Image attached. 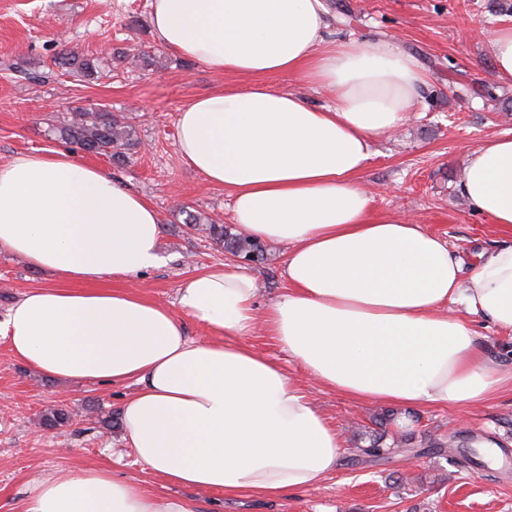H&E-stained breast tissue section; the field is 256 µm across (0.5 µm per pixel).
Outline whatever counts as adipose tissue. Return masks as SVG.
Wrapping results in <instances>:
<instances>
[{"label":"adipose tissue","mask_w":512,"mask_h":512,"mask_svg":"<svg viewBox=\"0 0 512 512\" xmlns=\"http://www.w3.org/2000/svg\"><path fill=\"white\" fill-rule=\"evenodd\" d=\"M155 39L241 82L179 112L183 161L231 200L239 233L287 244V288L257 303L255 277L219 266L185 278L175 307L103 288L162 262L153 205L65 151L0 163V252L45 270L0 320L14 357L79 383L134 382L129 446L170 485L273 496L320 486L342 455L335 428L276 360L256 324L318 384L357 401L468 406L512 386L469 319L512 332V245L469 278L446 242L391 213L370 217L360 179L373 141L402 126L431 76L399 49L332 38L324 0H150ZM288 72L317 106L267 83ZM460 194L512 232V136L466 156ZM209 330L188 336L184 317ZM24 512H192L180 498L89 467L36 481ZM266 81L283 90H299L315 104H324L329 100L328 94L321 89L303 85L297 76L293 74H276L270 75Z\"/></svg>","instance_id":"ef3b65f1"}]
</instances>
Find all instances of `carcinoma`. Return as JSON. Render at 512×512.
I'll use <instances>...</instances> for the list:
<instances>
[{
	"mask_svg": "<svg viewBox=\"0 0 512 512\" xmlns=\"http://www.w3.org/2000/svg\"><path fill=\"white\" fill-rule=\"evenodd\" d=\"M52 63L61 69H76L88 81L97 79L100 73L98 60L80 57L74 53L56 56ZM52 132L56 137L75 144L86 152L107 155L116 164L125 161L126 151L135 145L132 125L105 110L90 112L78 108L67 119L53 124ZM185 226L210 239L217 247L248 261H255L264 255L265 247L261 241L234 233L222 224L204 222L201 217L190 213L185 220ZM69 421L68 412L57 408L44 414L40 424L53 428L65 425ZM362 439L364 445L358 446L361 457L375 464L386 462L395 454H425L445 459L453 455V449L448 447V442L439 439L430 442L424 448H416L412 435L404 434L390 440L387 432L382 429L367 431L362 434Z\"/></svg>",
	"mask_w": 512,
	"mask_h": 512,
	"instance_id": "1",
	"label": "carcinoma"
}]
</instances>
